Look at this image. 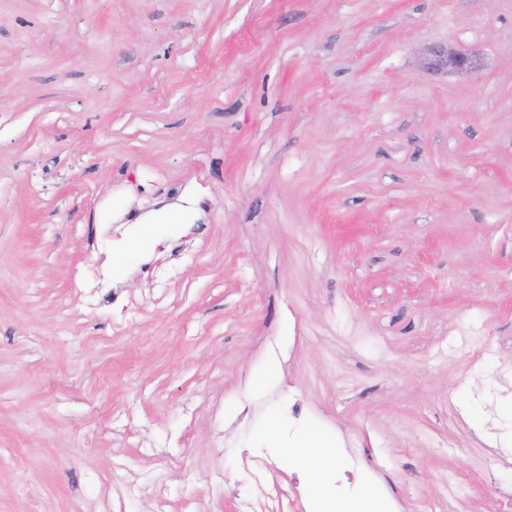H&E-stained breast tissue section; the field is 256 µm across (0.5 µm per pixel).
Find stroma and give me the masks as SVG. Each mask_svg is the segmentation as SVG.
Listing matches in <instances>:
<instances>
[{
	"mask_svg": "<svg viewBox=\"0 0 512 512\" xmlns=\"http://www.w3.org/2000/svg\"><path fill=\"white\" fill-rule=\"evenodd\" d=\"M347 471L512 490V0H0V512ZM433 59L429 63L430 68L443 69L457 73H468L475 71L478 64L470 53L455 50L447 47H439L431 52Z\"/></svg>",
	"mask_w": 512,
	"mask_h": 512,
	"instance_id": "35a3bbf8",
	"label": "stroma"
}]
</instances>
